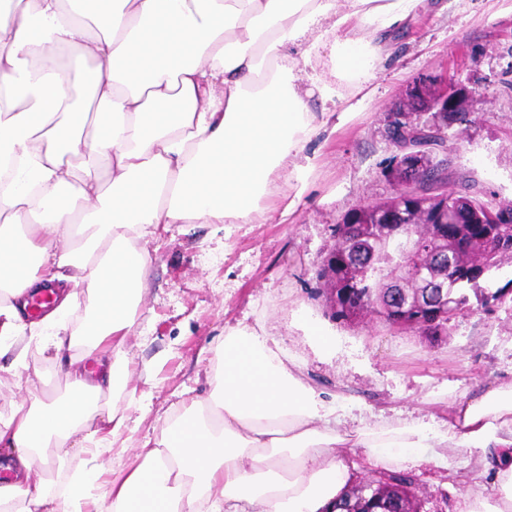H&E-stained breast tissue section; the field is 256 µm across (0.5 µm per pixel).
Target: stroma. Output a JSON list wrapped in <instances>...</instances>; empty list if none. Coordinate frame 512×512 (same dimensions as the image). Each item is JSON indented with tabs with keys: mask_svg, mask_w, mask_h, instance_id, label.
<instances>
[{
	"mask_svg": "<svg viewBox=\"0 0 512 512\" xmlns=\"http://www.w3.org/2000/svg\"><path fill=\"white\" fill-rule=\"evenodd\" d=\"M450 85L465 90L468 112L448 132L447 190L512 201V0H425L369 80L344 90L335 132L307 143L316 168L306 191L284 170L263 223L175 224L160 239L141 240L151 273L124 342L128 388L103 400L105 411L124 417L134 445L101 458L102 471L127 476L139 464L136 444L159 439L177 411L208 395L224 361V331L241 322L271 335L317 391L345 404L344 432L411 419L441 429L457 403L512 380L511 302L458 315L432 343L376 321L336 320L319 276L344 216L398 188L392 112L411 109L415 89ZM287 193L298 201L286 217ZM317 327L332 336L331 349L314 340ZM23 342L26 365L39 371L35 387L64 393L53 350L38 336ZM447 455L446 469L393 467L415 477L419 512H463L470 498H494L492 474L464 449Z\"/></svg>",
	"mask_w": 512,
	"mask_h": 512,
	"instance_id": "1",
	"label": "stroma"
}]
</instances>
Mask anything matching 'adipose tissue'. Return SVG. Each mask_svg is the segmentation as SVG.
Here are the masks:
<instances>
[{
	"instance_id": "adipose-tissue-1",
	"label": "adipose tissue",
	"mask_w": 512,
	"mask_h": 512,
	"mask_svg": "<svg viewBox=\"0 0 512 512\" xmlns=\"http://www.w3.org/2000/svg\"><path fill=\"white\" fill-rule=\"evenodd\" d=\"M422 0H0V348L25 358V334L68 351L66 393H30L0 414L9 452L0 512H340L351 472L401 462L447 465L464 448L501 461L497 497L466 512H512V382L455 406L445 430L417 422L340 431L341 406L290 369L277 344L243 326L224 334L206 402L172 420L139 466L100 484L95 471L52 494L46 475L70 449L111 452L124 420L104 391L126 386L122 345L150 275L136 242L172 224H254L277 173L306 182L307 141L339 82L361 84L386 36ZM335 82L310 67L323 51ZM111 192H104V184ZM55 306L30 320L49 284ZM90 310L76 335V289ZM101 363L91 374L88 361ZM105 417L106 433L92 430Z\"/></svg>"
}]
</instances>
